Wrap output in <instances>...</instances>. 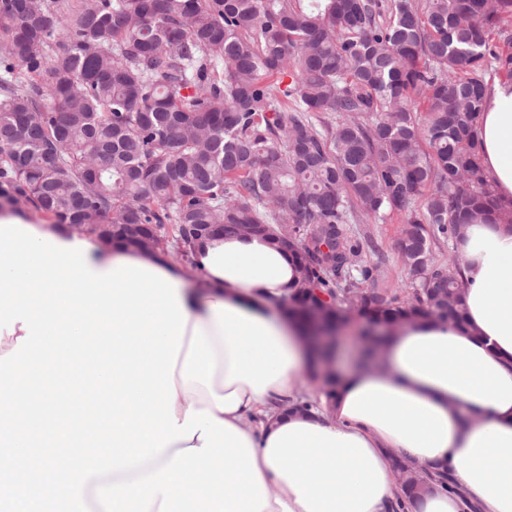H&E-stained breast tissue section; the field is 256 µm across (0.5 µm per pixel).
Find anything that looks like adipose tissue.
Masks as SVG:
<instances>
[{
    "label": "adipose tissue",
    "instance_id": "ef3b65f1",
    "mask_svg": "<svg viewBox=\"0 0 512 512\" xmlns=\"http://www.w3.org/2000/svg\"><path fill=\"white\" fill-rule=\"evenodd\" d=\"M477 129L496 196L512 201V80L486 89ZM59 243L86 242L99 271L135 261L179 284L187 323L174 414L206 410L253 448L262 512H391L397 461L423 472L418 512H512V224H465L462 323L422 319L393 331L379 369L310 377L305 327L289 317L300 278L270 240L215 233L187 262L28 219ZM449 472L458 491L442 487Z\"/></svg>",
    "mask_w": 512,
    "mask_h": 512
}]
</instances>
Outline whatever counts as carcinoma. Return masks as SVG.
<instances>
[{
	"label": "carcinoma",
	"instance_id": "obj_1",
	"mask_svg": "<svg viewBox=\"0 0 512 512\" xmlns=\"http://www.w3.org/2000/svg\"><path fill=\"white\" fill-rule=\"evenodd\" d=\"M0 41L31 78L0 99V198L144 250L169 225L184 255L262 226L302 316L457 318L433 247L512 223L475 136L487 75L512 78V0H0ZM395 213L404 299L353 228Z\"/></svg>",
	"mask_w": 512,
	"mask_h": 512
}]
</instances>
